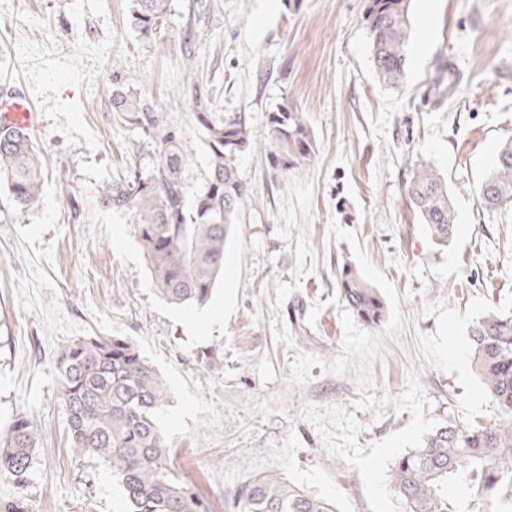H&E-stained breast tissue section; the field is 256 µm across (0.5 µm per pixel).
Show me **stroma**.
<instances>
[{"label":"stroma","instance_id":"1","mask_svg":"<svg viewBox=\"0 0 512 512\" xmlns=\"http://www.w3.org/2000/svg\"><path fill=\"white\" fill-rule=\"evenodd\" d=\"M260 3L171 0L158 48L130 29L131 0H0V90L27 91L44 111L32 136L44 165L39 202L19 208L0 186V428L25 412L39 438L27 484L0 479V500L23 498L28 512H124L107 464L69 449L56 366L69 340L119 336L165 379L159 422L171 467L211 512H234L244 486L269 474L334 500L338 512H370L357 470L326 454L300 409L354 411L364 450L404 428L410 412L390 405L374 419L357 408L350 379L317 366L305 387L284 383L298 352L328 361L340 352L338 281L356 262L347 242L330 239L334 221L355 231L406 319L374 363L375 396L399 398L414 372L425 418L499 420L469 334L489 311H512V206L488 211L476 195L512 138V0H411L397 87L375 73L365 0H278L265 15ZM21 42L29 54L18 55ZM448 63L457 74L450 102L437 88ZM116 68L135 77L141 104L187 151L188 193L205 182L209 147L191 102L173 91L196 79L221 112L246 120L256 143L287 104L316 141L313 162L286 175L258 150L238 159L248 204L205 305L163 300L132 213L96 201L103 184L157 165L155 131L112 120ZM424 163L447 180L455 209L444 246L404 194ZM281 392L285 413L252 408Z\"/></svg>","mask_w":512,"mask_h":512}]
</instances>
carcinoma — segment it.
Returning a JSON list of instances; mask_svg holds the SVG:
<instances>
[{
  "label": "carcinoma",
  "mask_w": 512,
  "mask_h": 512,
  "mask_svg": "<svg viewBox=\"0 0 512 512\" xmlns=\"http://www.w3.org/2000/svg\"><path fill=\"white\" fill-rule=\"evenodd\" d=\"M129 22L141 39L165 27L170 0H132ZM409 0H366L364 25L379 78L401 83L410 39ZM134 77L119 78L112 90V120L158 129V163L149 177H118L98 189L102 207L130 210L149 265L154 289L174 305H202L212 296L224 270L225 246L248 203L237 173L238 158L266 153L280 173L308 166L316 142L304 113L287 105L270 113L265 143L253 142L247 122L220 112L209 87L188 85L197 123L206 133L210 159L205 185L186 203L182 173L189 156L157 113L140 108ZM14 202L34 206L43 184L42 163L29 133L0 127V183ZM405 195L421 223L438 244L448 243L455 215L448 183L435 168L417 165ZM488 209L512 203V139L498 149L491 172L479 188ZM342 300L367 326L387 315L381 294L347 269L338 282ZM472 364L486 394L502 413L484 426L451 421L417 449L398 457L389 483L407 512H453L443 489L455 481L464 496L476 492L489 499L512 497V313L491 312L470 331ZM62 401L68 413V442L78 454L110 467L123 489L126 512H210L206 500L170 468L171 445L158 421L168 403L164 379L123 338L87 336L72 339L56 358ZM38 436L33 419L18 415L0 431V477L17 487L27 483ZM235 512H337L330 500L314 497L275 475L246 485L234 502Z\"/></svg>",
  "instance_id": "carcinoma-1"
}]
</instances>
